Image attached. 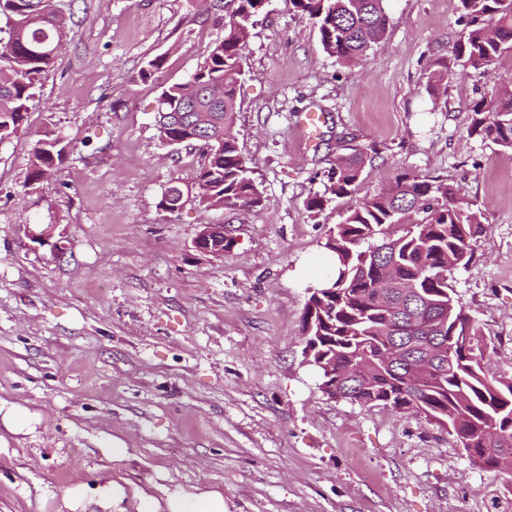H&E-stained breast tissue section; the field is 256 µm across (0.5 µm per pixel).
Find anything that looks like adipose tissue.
Segmentation results:
<instances>
[{
	"label": "adipose tissue",
	"mask_w": 512,
	"mask_h": 512,
	"mask_svg": "<svg viewBox=\"0 0 512 512\" xmlns=\"http://www.w3.org/2000/svg\"><path fill=\"white\" fill-rule=\"evenodd\" d=\"M94 494L104 512H124L122 504L130 495L136 500L137 512H225L224 496L216 490H175L159 499L139 489L127 493L125 486L115 482L97 487Z\"/></svg>",
	"instance_id": "obj_1"
}]
</instances>
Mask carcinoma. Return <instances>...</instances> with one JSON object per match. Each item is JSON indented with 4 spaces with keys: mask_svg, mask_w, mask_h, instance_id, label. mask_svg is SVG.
Listing matches in <instances>:
<instances>
[{
    "mask_svg": "<svg viewBox=\"0 0 512 512\" xmlns=\"http://www.w3.org/2000/svg\"><path fill=\"white\" fill-rule=\"evenodd\" d=\"M63 0H0V143L24 127L38 76L52 67L67 37ZM318 29L323 50L357 63L384 37L386 0H289ZM259 0H225L216 22L224 35L209 47L186 80L163 88L157 127L173 126L208 139L198 177L210 186L198 201L209 207H260L264 196L248 159L231 135L236 89ZM465 23L460 54L487 70L512 51V0H459ZM468 133L512 150V88H496L469 109ZM66 146L56 137L37 141L28 181L56 174ZM372 157L341 144L330 160L324 190L305 201L320 212L332 198L352 197ZM486 232L475 204L453 185L414 172L393 188L344 212L324 248L332 260L331 294L313 292L303 319H313L321 391L361 406H384L419 417L456 437L470 462L512 473V380L488 377L483 331L448 285L467 266Z\"/></svg>",
    "mask_w": 512,
    "mask_h": 512,
    "instance_id": "carcinoma-1",
    "label": "carcinoma"
}]
</instances>
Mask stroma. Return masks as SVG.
<instances>
[{
	"label": "stroma",
	"mask_w": 512,
	"mask_h": 512,
	"mask_svg": "<svg viewBox=\"0 0 512 512\" xmlns=\"http://www.w3.org/2000/svg\"><path fill=\"white\" fill-rule=\"evenodd\" d=\"M386 7L385 39L346 66L289 0H269L234 127L265 205L171 213L164 190L192 184L201 157L161 143L158 99L224 31L203 0H74L24 131L0 143V400L33 417L27 432L0 423V512H67L75 485L112 481L215 489L226 512H512V475L474 466L436 425L328 397L303 355L323 245L353 200L304 202L342 138L373 153L359 197L415 172L480 209L487 232L448 283L484 331L487 373L512 378V152L468 133L470 104L512 76V55L466 65L455 0ZM308 111L327 116L311 142L297 128ZM51 133L68 152L28 183ZM49 224L61 254L32 239ZM206 224L233 237L224 255L195 249Z\"/></svg>",
	"instance_id": "obj_1"
}]
</instances>
